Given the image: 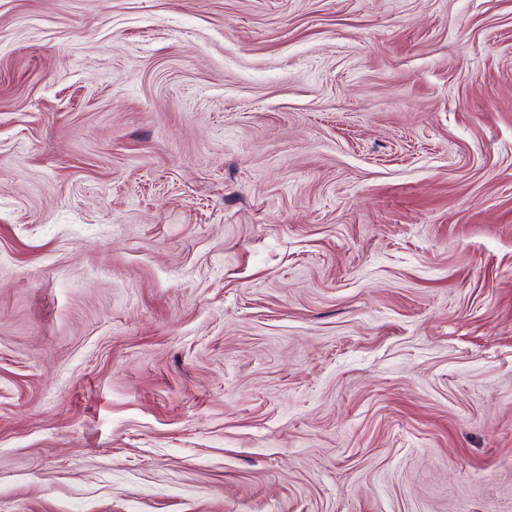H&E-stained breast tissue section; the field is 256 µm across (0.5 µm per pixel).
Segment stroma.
Instances as JSON below:
<instances>
[{
	"mask_svg": "<svg viewBox=\"0 0 512 512\" xmlns=\"http://www.w3.org/2000/svg\"><path fill=\"white\" fill-rule=\"evenodd\" d=\"M0 512H512V0H0Z\"/></svg>",
	"mask_w": 512,
	"mask_h": 512,
	"instance_id": "stroma-1",
	"label": "stroma"
}]
</instances>
